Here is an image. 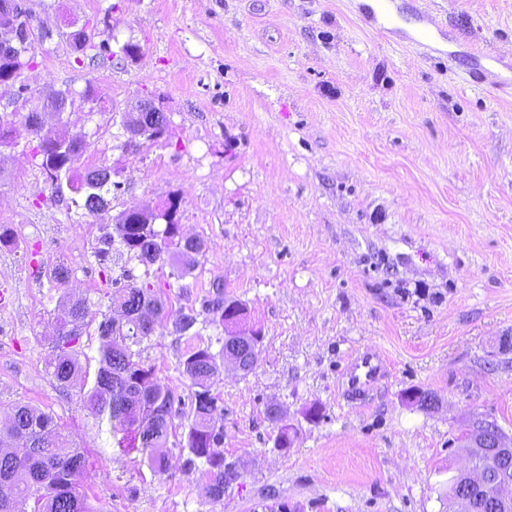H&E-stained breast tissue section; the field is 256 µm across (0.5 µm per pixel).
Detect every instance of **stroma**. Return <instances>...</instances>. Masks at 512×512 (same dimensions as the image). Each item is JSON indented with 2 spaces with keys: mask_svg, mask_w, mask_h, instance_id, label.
<instances>
[{
  "mask_svg": "<svg viewBox=\"0 0 512 512\" xmlns=\"http://www.w3.org/2000/svg\"><path fill=\"white\" fill-rule=\"evenodd\" d=\"M360 2L24 0L51 32L22 72L27 95L70 88L46 129L84 134L88 158L124 187L89 216L70 190L54 193L23 124L0 147V225L16 235L0 246V426L18 400L52 413L87 455L93 480L80 488L97 512H445L448 469L464 463L455 437L485 418L512 438V96L469 82L512 62V0H394L386 38ZM426 18L447 28L423 51L408 39ZM87 23L112 58L76 63L65 35ZM127 43L136 57L121 54ZM90 84L100 102L84 99ZM143 98L164 108L171 134L127 154L119 114ZM172 196L183 235L207 249L173 288L143 362L191 393L173 323L215 279L264 333L255 370L225 367L214 388L239 473L218 502L178 448L163 480L121 453L78 388L51 375L66 297L88 303L80 362L92 375L107 281L169 282L128 254L102 265L93 251L120 211ZM61 257L75 273L59 286L44 271ZM364 346L391 371L351 405L337 374ZM270 404L296 432L288 451L275 446ZM314 405L320 418H307Z\"/></svg>",
  "mask_w": 512,
  "mask_h": 512,
  "instance_id": "obj_1",
  "label": "stroma"
}]
</instances>
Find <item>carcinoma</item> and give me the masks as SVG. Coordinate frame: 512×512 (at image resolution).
Listing matches in <instances>:
<instances>
[{
	"label": "carcinoma",
	"mask_w": 512,
	"mask_h": 512,
	"mask_svg": "<svg viewBox=\"0 0 512 512\" xmlns=\"http://www.w3.org/2000/svg\"><path fill=\"white\" fill-rule=\"evenodd\" d=\"M19 8L16 0H0V36L16 32L30 49L35 42L49 37L50 32L34 25L31 15L17 22ZM66 39L79 63L89 49L108 51L106 43H93L91 33L85 34L86 50L79 49L71 36ZM33 60L24 51L14 54L11 49L0 47V73L18 77L24 67L33 65ZM70 97L67 88L50 90L38 97L37 103L62 111ZM24 120L37 141L34 156L41 157L40 166L54 192H61L65 184L80 194L76 206L85 214L95 216L106 211L111 204L109 195L120 190V183L112 180L115 171L108 166H78L87 149L85 136L70 133L65 124L54 132H46L37 112L26 113ZM137 131L138 139L128 138L120 143L123 152H137L144 144L169 135L170 124L163 113L155 112L151 122H141ZM116 240L145 268L144 275H149V269L155 265L161 269L168 264L171 276L178 281L191 273L197 258L206 252L205 240L181 236L178 224H167L162 230L153 224H114L112 231L98 239V261L108 259ZM112 288V304L125 309V320L117 324L111 313L102 314L97 325L99 368L90 387H83L86 374L78 351L88 314V304L82 298L67 299L56 318L58 354L52 363L54 379L63 388L82 384V408L98 423H108L112 430L121 427L123 436L117 446L147 458L150 471L158 478L168 474L169 460L156 454L155 449L166 447L169 438L176 436L175 419H190L187 441L180 449L187 451L188 465L200 464L204 468L209 495L222 499L224 491L239 477L234 464L224 459V426L219 424L224 407L213 393V386L222 375L224 358L222 352H212L210 343H193L199 336L196 325L202 322L222 329L225 335L217 341L227 344L244 341L249 346L260 345L262 331L247 336L245 329L227 324L225 306L235 305L244 318L250 317V312L246 304L230 295L223 280L211 281L201 300V309L189 308L173 325L174 333L187 343L180 361L182 374L195 387L189 401L177 402L172 391L158 382L154 369L143 363L137 350L161 325L169 292L129 273L112 280ZM265 415L278 426L276 447L290 448V427L283 423L282 413L269 405ZM3 461L9 466L0 470V512H97L78 486V478L86 467L85 454L62 435L51 414L24 401L13 403L10 424L0 428V463Z\"/></svg>",
	"instance_id": "obj_1"
}]
</instances>
